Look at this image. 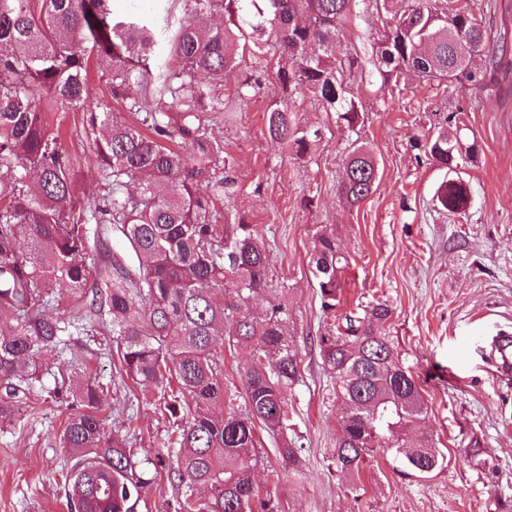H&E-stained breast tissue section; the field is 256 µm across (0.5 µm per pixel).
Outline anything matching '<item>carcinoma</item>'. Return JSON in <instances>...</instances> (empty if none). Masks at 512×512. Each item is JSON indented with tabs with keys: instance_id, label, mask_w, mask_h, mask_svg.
Segmentation results:
<instances>
[{
	"instance_id": "cac0c4a2",
	"label": "carcinoma",
	"mask_w": 512,
	"mask_h": 512,
	"mask_svg": "<svg viewBox=\"0 0 512 512\" xmlns=\"http://www.w3.org/2000/svg\"><path fill=\"white\" fill-rule=\"evenodd\" d=\"M184 16L164 25L136 15L116 17L110 0H0V419L12 420L19 396L39 380L46 353L67 346L86 311L118 340V372L163 396L176 423L177 476L210 491L189 492L175 512H253L252 472L261 444L258 431L283 436L279 453L300 476L296 445L288 442L287 391L301 378L290 326L288 288L270 275L259 230L232 210L225 224L211 221L216 203L237 196L233 160L213 136L208 114L234 122L230 102L217 86L237 74V50L260 67L278 51L283 91L312 93L337 127L350 133L364 123L360 101L347 95L346 74L358 52H336L355 0H183ZM372 45L384 81L411 70L422 79L491 92L499 75L512 73L508 32L490 43L484 26L458 0L389 9ZM224 16L202 28L192 16ZM106 79L112 97L133 115L130 124L101 109L90 67ZM47 112H81L94 135L100 192L83 203L75 174ZM271 139L305 157L321 129L302 125L288 105L264 112ZM339 194L359 206L373 191L375 156L351 143ZM478 150L460 134L439 133L424 155L453 172ZM210 192L197 189L200 181ZM437 200L450 214L468 205L469 191L449 178ZM111 224L131 250L138 272L118 262L103 282L92 280L86 260L87 225ZM313 275L322 308L342 304L347 260L336 234H316ZM266 307L252 310L254 294ZM392 308L372 300L335 315L336 331L320 337L324 368L346 403L339 418L336 467L355 477L379 448L395 449L405 476L429 477L444 456L427 440L405 439L427 408L420 375L406 364L385 332ZM223 344L244 358L245 405L224 407ZM78 411L61 436L70 455L65 474L68 512H133V498L147 484L125 438L107 430L104 388L89 378L72 388L55 386Z\"/></svg>"
}]
</instances>
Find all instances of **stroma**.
Listing matches in <instances>:
<instances>
[{
	"label": "stroma",
	"instance_id": "obj_1",
	"mask_svg": "<svg viewBox=\"0 0 512 512\" xmlns=\"http://www.w3.org/2000/svg\"><path fill=\"white\" fill-rule=\"evenodd\" d=\"M383 20L370 0H359L345 28L346 43L363 51L362 77L351 86L364 111L360 140L379 164L377 187L360 206L349 207L337 191L349 147L333 113L309 95L283 98L275 72L257 71L253 58L239 72L259 74V95L242 103L234 126L212 120L235 161L237 209L262 233L271 269L289 289L301 368L288 392V438L302 446L305 477L298 484L289 478L277 442L265 435L254 481L281 512H512V384L497 378L492 349L493 336L512 334V84L481 99L415 76L383 82L365 52ZM281 98L302 123L322 130L306 158L264 131L267 105ZM451 113L480 146L458 167L470 197L459 214L437 207L446 171L419 156L428 138L447 129ZM49 120L65 131L78 196L94 198L95 161L81 113L53 112ZM322 229L335 230L348 260L344 306L382 299L393 309L385 331L415 366L427 405L406 434L433 441L444 455L429 478L400 476L383 448L360 477L336 470L342 405L319 347L334 319L321 307L310 264ZM116 349L115 338L98 334L46 356L23 397L24 415L0 425V512H68L60 436L73 409L54 396L62 373L74 385L88 376L103 385L107 428L127 435L143 462L151 483L134 512H170L183 496L173 420L159 395L120 379ZM476 445L483 450L478 462L470 456ZM159 455L165 464L153 467Z\"/></svg>",
	"mask_w": 512,
	"mask_h": 512
}]
</instances>
